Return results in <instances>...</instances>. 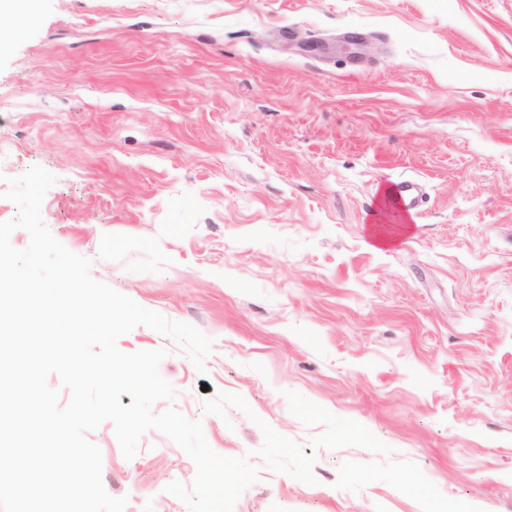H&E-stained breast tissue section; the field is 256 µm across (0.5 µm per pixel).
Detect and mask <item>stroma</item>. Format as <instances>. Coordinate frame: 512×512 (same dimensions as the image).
I'll list each match as a JSON object with an SVG mask.
<instances>
[{
  "label": "stroma",
  "mask_w": 512,
  "mask_h": 512,
  "mask_svg": "<svg viewBox=\"0 0 512 512\" xmlns=\"http://www.w3.org/2000/svg\"><path fill=\"white\" fill-rule=\"evenodd\" d=\"M0 140V221L45 168L52 236L211 339L117 346L256 467L234 512H512V0H43ZM87 438L125 512H189L170 438Z\"/></svg>",
  "instance_id": "35a3bbf8"
}]
</instances>
